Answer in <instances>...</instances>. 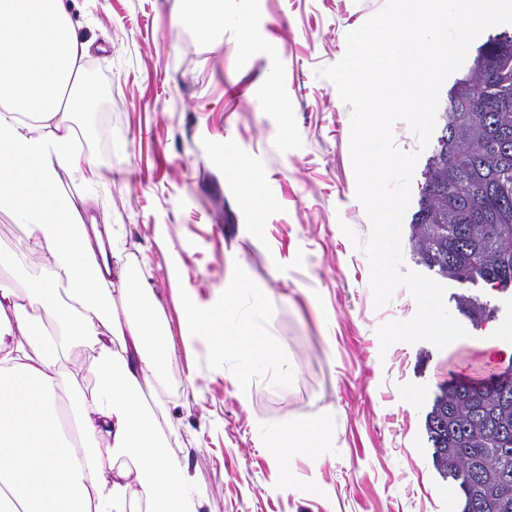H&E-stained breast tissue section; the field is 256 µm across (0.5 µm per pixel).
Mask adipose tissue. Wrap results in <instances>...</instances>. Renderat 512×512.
<instances>
[{
  "instance_id": "1",
  "label": "adipose tissue",
  "mask_w": 512,
  "mask_h": 512,
  "mask_svg": "<svg viewBox=\"0 0 512 512\" xmlns=\"http://www.w3.org/2000/svg\"><path fill=\"white\" fill-rule=\"evenodd\" d=\"M89 49L64 0H0V211L24 227L0 249V512H195L199 493L145 402L175 348L155 322L144 270L111 268L115 226L86 223L58 190L62 169L102 178L74 145L77 105L95 97L82 82ZM40 251L50 261L25 272ZM259 309L231 325L191 307L186 327L272 363L278 349L255 328ZM82 349L93 353L88 391L75 363ZM335 439L327 414L280 428L277 466L290 473L294 456L317 458ZM118 456L126 465L106 468Z\"/></svg>"
}]
</instances>
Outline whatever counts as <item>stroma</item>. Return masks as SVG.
Masks as SVG:
<instances>
[{
	"mask_svg": "<svg viewBox=\"0 0 512 512\" xmlns=\"http://www.w3.org/2000/svg\"><path fill=\"white\" fill-rule=\"evenodd\" d=\"M66 2L109 97L93 133L76 137L102 181L66 169L59 188L95 199L90 222L121 225L109 263L148 270L175 354L145 396H160L181 437L197 512H458L426 415L440 385L512 368V355L486 350L512 327V290L445 280L449 312L472 293L493 316L443 349L380 348L378 327L417 305L401 287L375 308L368 259L341 231L364 238L371 223L356 197L350 108L316 72L386 0H224L223 27L205 33L181 21L189 0ZM239 281L262 296L259 324L289 383L279 365L183 338L187 303L223 314L224 287ZM327 412L335 442L282 477L271 436Z\"/></svg>",
	"mask_w": 512,
	"mask_h": 512,
	"instance_id": "35a3bbf8",
	"label": "stroma"
}]
</instances>
